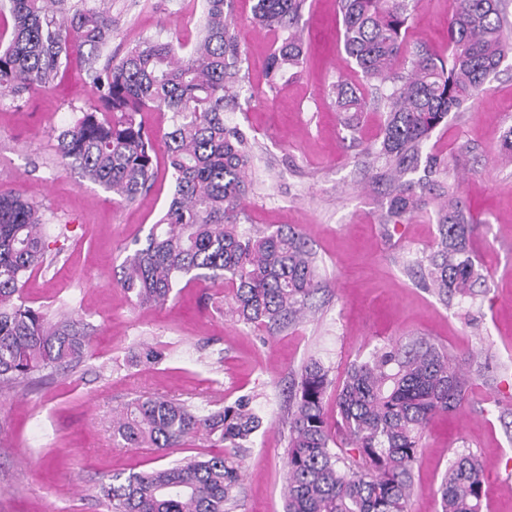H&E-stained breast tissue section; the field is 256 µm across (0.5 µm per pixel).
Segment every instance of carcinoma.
Returning a JSON list of instances; mask_svg holds the SVG:
<instances>
[{
	"instance_id": "1",
	"label": "carcinoma",
	"mask_w": 512,
	"mask_h": 512,
	"mask_svg": "<svg viewBox=\"0 0 512 512\" xmlns=\"http://www.w3.org/2000/svg\"><path fill=\"white\" fill-rule=\"evenodd\" d=\"M13 21L0 47V90L20 100L51 85L72 44L85 49L86 75L99 105L56 136L58 156L127 202L153 184L152 134L146 110L171 113L165 147L174 192L145 245L126 258L117 285L140 305L168 300L187 281H220L229 311L246 324L275 327L297 320L321 287L301 236L279 228L248 236L239 229L253 158L244 132L224 123L236 97L244 53L234 34L232 0H204L199 38L191 46L142 39L122 55L112 42L110 0H8ZM306 0H256L252 18L275 38L269 87L300 67L296 25ZM412 0H337L343 46L369 92L337 79L332 86L344 127L374 108L384 115L380 139L366 150L384 185L387 224L438 201L436 247L419 263L421 283L444 303L477 295L485 281L467 248L476 229L446 165L427 150L448 116L472 103L488 77L512 60L503 0H454L448 54L406 45ZM49 252L45 211L19 193H0V390L35 374L69 370L86 354L92 326L53 320L22 300L27 273ZM468 376L424 338L374 349L349 364L336 385V419L323 400L330 369L312 359L301 369L288 405V472L284 512H407L423 429L461 407ZM261 417L240 398L198 414L187 402L139 396L112 421V438L131 448H177L193 436L222 451L151 471L112 475L101 485L110 512H229L240 482V450ZM441 512H485L479 456L455 454L439 487Z\"/></svg>"
}]
</instances>
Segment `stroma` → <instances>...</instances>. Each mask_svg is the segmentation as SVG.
Wrapping results in <instances>:
<instances>
[{
    "mask_svg": "<svg viewBox=\"0 0 512 512\" xmlns=\"http://www.w3.org/2000/svg\"><path fill=\"white\" fill-rule=\"evenodd\" d=\"M252 4L234 0L244 78L224 112L225 124L253 145L242 227L297 230L316 256L323 288L302 320L275 328L217 311L221 289L208 282H180L161 305L135 304L114 275L167 206L170 170L159 164L152 188L126 203L61 163L57 131L98 102L79 56L22 104L0 97V191L19 192L54 215L52 263L29 275L23 298L95 327L77 368L44 371L26 387L0 392V512H107L98 487L112 474L212 453L202 436L161 453L116 444L113 416L142 393L186 400L201 414L250 399L263 422L241 453L232 512H283L285 418L303 364L322 360L340 379L354 359L416 337L465 368L485 349L492 360L488 372L472 376L462 406L425 429L408 512H439V486L463 448L483 462L487 512H512V162L499 151L512 126V68L491 75L428 144L479 221L469 248L485 275L475 301L445 304L422 287L415 265L437 238L434 212L384 223L381 188L361 163L378 137L379 112L363 113L353 131L339 121L332 84L363 77L340 41L336 0H307L299 21L306 63L274 89L266 70L274 38L253 23ZM452 9V0H416L408 42L446 51ZM202 10L203 0H112V51L149 36L193 44ZM142 343L162 359L132 364Z\"/></svg>",
    "mask_w": 512,
    "mask_h": 512,
    "instance_id": "stroma-1",
    "label": "stroma"
}]
</instances>
